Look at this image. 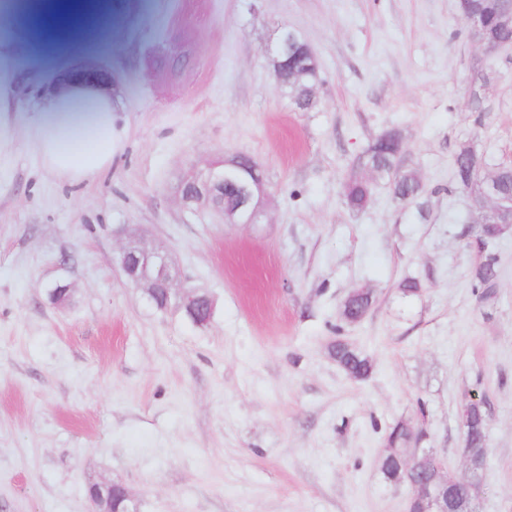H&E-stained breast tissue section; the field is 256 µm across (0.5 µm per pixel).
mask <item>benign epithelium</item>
<instances>
[{
    "mask_svg": "<svg viewBox=\"0 0 512 512\" xmlns=\"http://www.w3.org/2000/svg\"><path fill=\"white\" fill-rule=\"evenodd\" d=\"M472 37L478 41L482 50L491 55L505 45L491 41L476 10L463 13ZM308 51V45L297 34L290 31L280 36L274 60L275 75L281 76L292 64L298 53ZM109 74L99 69L80 68L66 74L61 79L65 85L75 80L84 82H106ZM484 193L476 202V210H511L512 197L503 196L497 187V173L491 172L483 177ZM266 192L260 167L253 160L235 156L210 165L206 170L184 180L181 184L182 201L187 207L206 204L222 216L226 224H258L262 212L260 198ZM117 262L128 284L142 289L149 298L157 296L163 290L174 299V304L197 326L207 325L213 318L215 302L206 293H202L180 283L179 273L173 266L166 251L160 248L148 249L132 241L120 249ZM429 460L434 476L426 481L415 479V463L419 459ZM447 468L432 448H412L405 456V465L399 474L398 482L407 485L411 498L406 512H448V479L441 471ZM465 473L468 476L466 493L462 500L470 498L471 493H481L484 487V475L475 469L471 461H466Z\"/></svg>",
    "mask_w": 512,
    "mask_h": 512,
    "instance_id": "1",
    "label": "benign epithelium"
}]
</instances>
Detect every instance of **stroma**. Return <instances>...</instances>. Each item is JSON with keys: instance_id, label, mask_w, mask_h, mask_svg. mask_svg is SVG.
<instances>
[{"instance_id": "1", "label": "stroma", "mask_w": 512, "mask_h": 512, "mask_svg": "<svg viewBox=\"0 0 512 512\" xmlns=\"http://www.w3.org/2000/svg\"><path fill=\"white\" fill-rule=\"evenodd\" d=\"M286 29L320 63L307 111L275 76ZM13 41L0 15V512H92L104 481L139 512H405L409 487L380 471L390 427L415 425L411 447L462 471L459 411L477 394L475 510L512 512V230L484 246L451 182L461 144L488 172L512 160V49L486 58L457 0H119L81 61L112 75L122 147L71 187L24 123L68 65ZM389 130L425 216L384 183L367 209L344 203ZM239 154L264 172L263 223L183 205L185 176ZM126 225L214 298L208 325L126 283ZM491 253L483 299L471 276ZM361 287L376 303L346 323ZM339 340L372 357L368 379L337 367ZM375 301L369 289L358 288L345 297L340 315L346 322L357 323L368 314ZM485 398H478L472 409V418L466 425V436L469 438L471 448L469 453L477 461L485 463L486 460V409Z\"/></svg>"}]
</instances>
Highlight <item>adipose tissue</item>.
Returning a JSON list of instances; mask_svg holds the SVG:
<instances>
[{
  "mask_svg": "<svg viewBox=\"0 0 512 512\" xmlns=\"http://www.w3.org/2000/svg\"><path fill=\"white\" fill-rule=\"evenodd\" d=\"M0 11L34 51L67 62L112 24L103 0H0ZM115 111L102 87L72 83L53 94L27 120L43 167L71 184L108 170L120 140Z\"/></svg>",
  "mask_w": 512,
  "mask_h": 512,
  "instance_id": "obj_1",
  "label": "adipose tissue"
}]
</instances>
